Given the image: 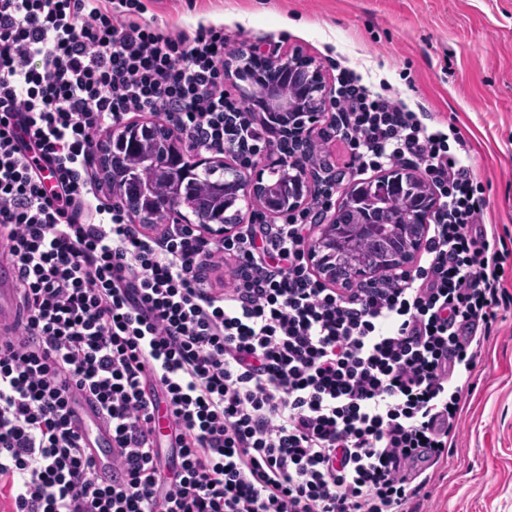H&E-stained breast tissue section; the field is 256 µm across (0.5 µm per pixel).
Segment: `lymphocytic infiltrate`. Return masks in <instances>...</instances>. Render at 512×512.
Here are the masks:
<instances>
[{
	"instance_id": "obj_1",
	"label": "lymphocytic infiltrate",
	"mask_w": 512,
	"mask_h": 512,
	"mask_svg": "<svg viewBox=\"0 0 512 512\" xmlns=\"http://www.w3.org/2000/svg\"><path fill=\"white\" fill-rule=\"evenodd\" d=\"M142 0H0V259L20 317L0 338V500L7 512H424L455 446L463 377L512 258L479 226L469 166L426 115L341 70L331 129L352 176L421 170L436 200L422 265L332 288L306 243L330 202L216 242L147 235L90 173L129 115L252 165L260 102L224 87L223 28L171 32ZM229 268L212 288L206 271ZM89 397L112 432L102 481L70 418ZM172 427L171 461L158 444Z\"/></svg>"
}]
</instances>
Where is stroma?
I'll list each match as a JSON object with an SVG mask.
<instances>
[{
    "label": "stroma",
    "instance_id": "35a3bbf8",
    "mask_svg": "<svg viewBox=\"0 0 512 512\" xmlns=\"http://www.w3.org/2000/svg\"><path fill=\"white\" fill-rule=\"evenodd\" d=\"M145 20L176 31L223 26L228 53L261 59L300 50L326 85L352 69L432 127L460 132L485 205L479 215L512 238V0H144ZM345 145L323 142L311 172L352 178ZM457 447L434 483L432 512H512V308L464 386Z\"/></svg>",
    "mask_w": 512,
    "mask_h": 512
}]
</instances>
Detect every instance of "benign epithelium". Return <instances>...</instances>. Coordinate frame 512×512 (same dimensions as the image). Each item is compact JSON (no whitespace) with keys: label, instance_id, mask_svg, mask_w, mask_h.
Wrapping results in <instances>:
<instances>
[{"label":"benign epithelium","instance_id":"7a95c632","mask_svg":"<svg viewBox=\"0 0 512 512\" xmlns=\"http://www.w3.org/2000/svg\"><path fill=\"white\" fill-rule=\"evenodd\" d=\"M251 53L241 52L225 65V72L247 82L246 95L260 86L265 123L291 128L300 139L315 133L325 109L328 88L321 77L315 60L298 51L285 53L267 64V75H252ZM101 163L110 174L119 202L141 224L194 223L204 233L222 238L244 222L240 201L260 197L264 211L255 218H281L294 209L304 208L314 192L306 176V165H283L281 170L294 184V193L282 199L277 193L275 180L264 178V172L250 173L247 168L206 158L198 148L189 146L177 133L160 120H132L112 133V139L97 148ZM204 169L212 174L210 192L216 201L209 212L180 198L177 185L181 177ZM406 175L389 170L377 178V184L395 192L404 183ZM419 208L407 213L403 221L381 218L400 237L393 244L390 255L395 269L406 270L414 262L424 242L435 208L434 198L423 182H418ZM353 189L343 192V201L334 213L314 225L315 234L309 241L312 263L317 273L327 281L348 288L354 284L373 280L380 265L368 260L354 265V269L336 263V250L342 248L350 227L355 224L365 229L369 224L367 213L357 208Z\"/></svg>","mask_w":512,"mask_h":512}]
</instances>
